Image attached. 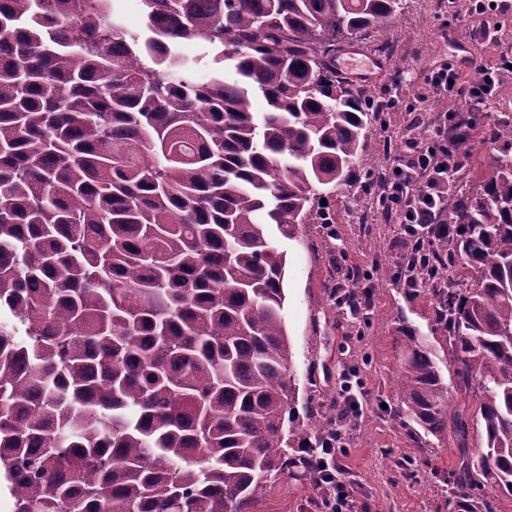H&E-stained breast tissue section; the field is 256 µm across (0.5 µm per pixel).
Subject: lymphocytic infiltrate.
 <instances>
[{
    "mask_svg": "<svg viewBox=\"0 0 512 512\" xmlns=\"http://www.w3.org/2000/svg\"><path fill=\"white\" fill-rule=\"evenodd\" d=\"M509 72L512 67L501 62L492 68L483 66L476 68L470 80L461 84L453 64L448 63L433 72L430 80L439 96L469 103L491 94L501 75ZM455 167L451 145L437 131L391 158L378 203L386 218L396 220L405 255L421 246L433 247L447 235L446 198ZM405 255L394 266V279L406 276ZM343 441L342 429H334L322 447L321 456L311 461L312 468L323 474L328 485L327 491L317 499L318 512H349L351 508L347 485L334 465Z\"/></svg>",
    "mask_w": 512,
    "mask_h": 512,
    "instance_id": "f902f5d3",
    "label": "lymphocytic infiltrate"
}]
</instances>
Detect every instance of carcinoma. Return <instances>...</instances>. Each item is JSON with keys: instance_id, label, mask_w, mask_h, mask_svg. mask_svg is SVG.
I'll return each mask as SVG.
<instances>
[{"instance_id": "obj_1", "label": "carcinoma", "mask_w": 512, "mask_h": 512, "mask_svg": "<svg viewBox=\"0 0 512 512\" xmlns=\"http://www.w3.org/2000/svg\"><path fill=\"white\" fill-rule=\"evenodd\" d=\"M0 0V487L11 512H246L299 463L283 315L285 238L334 224L374 114L336 53L398 0ZM230 66L205 83L177 49ZM261 96L267 111H252ZM459 186L432 252L449 409L431 351L407 337L401 411L452 432L448 503L512 497V124ZM453 151L470 163L466 133ZM475 435H470V432ZM127 2H114V7L122 3H130L131 6L124 8L122 6V23L132 31L143 32L144 31V14L142 4L139 0H126ZM179 50L188 58H194L196 56L200 58V62L194 66L193 69V74L198 81L205 82L213 75L214 67L212 64V58L215 54L214 50L201 45L194 40L182 41L180 43Z\"/></svg>"}]
</instances>
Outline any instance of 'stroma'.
Returning <instances> with one entry per match:
<instances>
[{
	"label": "stroma",
	"mask_w": 512,
	"mask_h": 512,
	"mask_svg": "<svg viewBox=\"0 0 512 512\" xmlns=\"http://www.w3.org/2000/svg\"><path fill=\"white\" fill-rule=\"evenodd\" d=\"M495 52H487L488 42ZM466 44L462 79L475 68L512 56V0L493 15L471 10L468 0H403L396 15L380 30L336 58V68L370 96L396 95L399 105L375 116L369 129V152L358 171H378L387 160L389 141L404 146L425 137L420 116L439 113L429 77L446 61H458ZM400 64L389 68L390 61ZM329 203L338 224L329 238L320 224H302L294 238L275 236L287 256L284 317L293 353L295 410L301 424L328 414L339 398L345 366L354 370L353 392L362 409L343 419L345 452L338 458L351 488V512H449L448 473L458 450L451 435L434 436L411 419L392 418L399 406L398 359L407 335L423 339L447 368L448 354L432 315L430 293H412L388 273L403 248L396 224L378 213L376 189L340 185ZM360 265L373 301L364 324L338 314L328 286L345 282L352 265ZM409 460L402 469L400 460ZM309 491L298 472L271 477L251 512H312Z\"/></svg>",
	"instance_id": "stroma-1"
}]
</instances>
